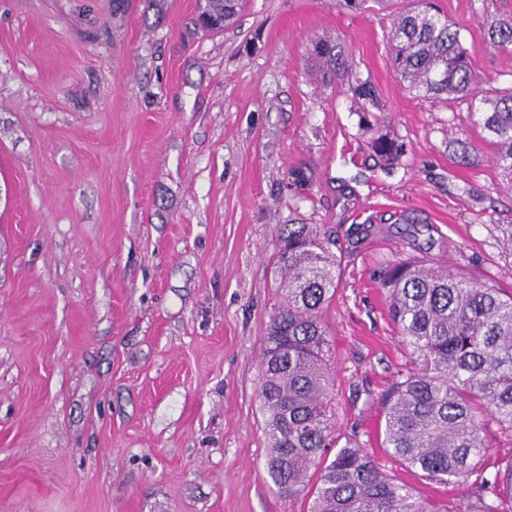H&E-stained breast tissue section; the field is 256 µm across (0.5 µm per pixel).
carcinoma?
<instances>
[{"instance_id":"cac0c4a2","label":"carcinoma","mask_w":512,"mask_h":512,"mask_svg":"<svg viewBox=\"0 0 512 512\" xmlns=\"http://www.w3.org/2000/svg\"><path fill=\"white\" fill-rule=\"evenodd\" d=\"M241 6L205 0L202 16L228 24ZM486 38L511 54L512 15L488 18ZM387 42L409 89L467 103L493 164L512 180V87H485L459 26L429 0H409L392 18ZM309 55L324 80L374 102V86L361 79L341 42L316 41ZM277 240L283 301L263 340L259 393L274 485L297 497L316 477L307 512H448L394 482L355 445L327 458L333 384L323 311L338 284L334 243L317 224H284ZM381 286L409 355L381 398L388 454L431 480L465 487L467 507L457 512H512V456L492 472L483 467L490 425L512 435V294L432 260L398 262Z\"/></svg>"}]
</instances>
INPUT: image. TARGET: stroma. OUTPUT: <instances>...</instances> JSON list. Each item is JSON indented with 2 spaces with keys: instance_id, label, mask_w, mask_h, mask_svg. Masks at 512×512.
I'll return each instance as SVG.
<instances>
[{
  "instance_id": "35a3bbf8",
  "label": "stroma",
  "mask_w": 512,
  "mask_h": 512,
  "mask_svg": "<svg viewBox=\"0 0 512 512\" xmlns=\"http://www.w3.org/2000/svg\"><path fill=\"white\" fill-rule=\"evenodd\" d=\"M434 3L475 71L512 86L484 35L512 0ZM406 5L244 0L207 30L199 0H0V512H306L268 474L259 400L284 224L341 251L323 313L335 447L464 507L382 445L407 351L380 279L434 258L511 293L512 187L466 103L393 72L384 34ZM319 38L375 103L321 83Z\"/></svg>"
}]
</instances>
